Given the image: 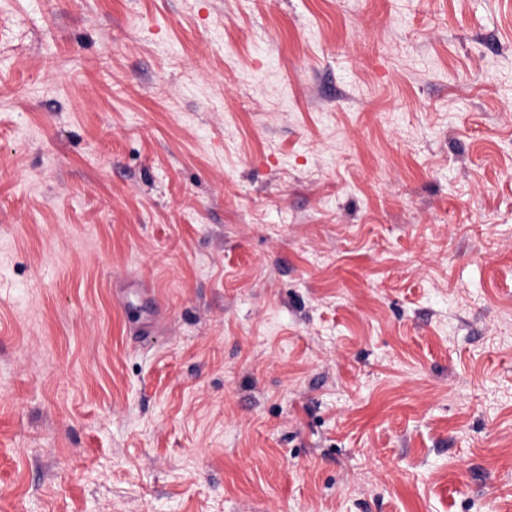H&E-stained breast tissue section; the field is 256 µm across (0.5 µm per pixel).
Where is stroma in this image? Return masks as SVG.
<instances>
[{
    "instance_id": "obj_1",
    "label": "stroma",
    "mask_w": 512,
    "mask_h": 512,
    "mask_svg": "<svg viewBox=\"0 0 512 512\" xmlns=\"http://www.w3.org/2000/svg\"><path fill=\"white\" fill-rule=\"evenodd\" d=\"M0 512H512V0H0Z\"/></svg>"
}]
</instances>
